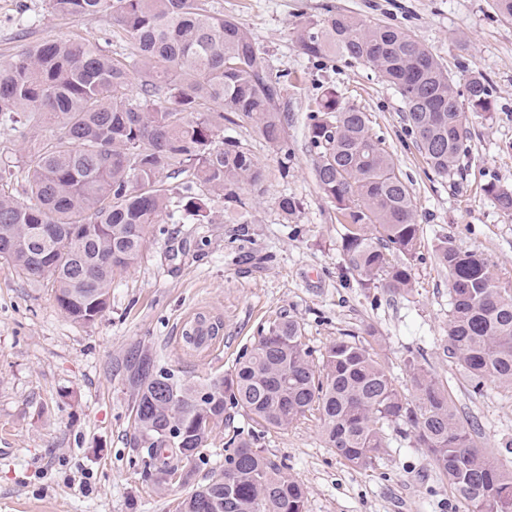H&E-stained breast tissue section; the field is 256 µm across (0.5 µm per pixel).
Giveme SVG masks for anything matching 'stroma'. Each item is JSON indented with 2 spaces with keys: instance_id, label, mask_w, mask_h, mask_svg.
<instances>
[{
  "instance_id": "stroma-1",
  "label": "stroma",
  "mask_w": 512,
  "mask_h": 512,
  "mask_svg": "<svg viewBox=\"0 0 512 512\" xmlns=\"http://www.w3.org/2000/svg\"><path fill=\"white\" fill-rule=\"evenodd\" d=\"M211 3L251 32L273 72L296 79L286 97L288 173L280 175L277 156L249 127L231 128L269 172L250 224L217 198L207 201L209 224L172 200L178 222L153 226L139 262L117 279L107 310L90 324L60 312L49 282L29 283L0 260V512H175L189 489L160 487L146 475L119 362L139 344L178 375L204 383L230 371L262 324L282 313L300 322L316 356L336 338L372 326L401 391L411 389L404 360L416 354L482 447L512 446V392L491 384L474 391L446 352L448 274L432 255L438 239L450 238L482 254L512 287V216L484 192L492 184L512 187V19L497 16L491 0ZM328 5L409 29L448 67L457 93L469 76L485 78L492 109L468 113L457 176L443 179L426 168L399 95L375 71L331 56L312 62L298 51L293 31L322 18ZM69 37L106 43L112 19L73 21L57 16L48 0H0V61L24 45ZM328 86L367 113L411 188L423 239L410 293L362 287L345 268L343 228L316 184L307 139L310 105ZM284 195L301 203L289 222L276 204ZM198 312L219 317L223 328L195 355L182 348L180 324ZM387 434L385 453L365 469L327 448L313 416L266 432L258 446L305 485L308 512H461L424 449L400 430Z\"/></svg>"
}]
</instances>
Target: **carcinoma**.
Wrapping results in <instances>:
<instances>
[{
    "label": "carcinoma",
    "instance_id": "cac0c4a2",
    "mask_svg": "<svg viewBox=\"0 0 512 512\" xmlns=\"http://www.w3.org/2000/svg\"><path fill=\"white\" fill-rule=\"evenodd\" d=\"M79 21L112 15L120 52L80 39L29 44L0 63V124L26 138L46 129L17 165L0 176V259L30 283L52 282L66 318L89 324L106 311L112 283L141 257L150 227L169 211L170 192L209 221L207 194L247 212L248 189L265 192V167L224 135L247 125L278 156L288 175L292 81L272 72L264 52L237 17L210 0H49ZM308 59L363 63L395 87L408 132L423 162L441 178L453 173L468 139L465 110L489 112L487 83L472 77L466 103L437 54L408 30L331 10L295 32ZM307 137L320 190L343 225L346 269L366 288L407 294L421 235L412 192L369 118L334 88L314 99ZM21 192L6 190L14 175ZM512 214V188H485ZM277 205L292 220L300 202ZM433 256L448 272L451 309L447 352L479 390L492 382L512 392V289L486 259L443 238ZM183 346L206 350L219 324L199 313ZM372 327L342 336L320 364L311 360L301 325L285 313L259 329L254 347L221 378L195 384L134 345L128 373L136 444L156 480L187 471L236 410L253 423L224 441V473L198 486L178 512H306L298 479L263 455L260 435L316 415L328 448L352 468L372 465L388 447L386 430L404 428L453 488L463 512H512L508 460L478 445L460 423L448 390L416 357L406 360V397L381 362Z\"/></svg>",
    "mask_w": 512,
    "mask_h": 512
}]
</instances>
